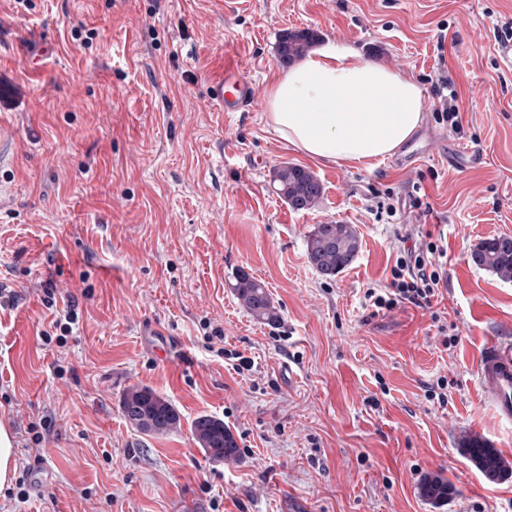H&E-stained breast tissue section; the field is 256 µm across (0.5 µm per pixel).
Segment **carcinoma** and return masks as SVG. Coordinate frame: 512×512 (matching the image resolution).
I'll return each mask as SVG.
<instances>
[{
  "instance_id": "carcinoma-1",
  "label": "carcinoma",
  "mask_w": 512,
  "mask_h": 512,
  "mask_svg": "<svg viewBox=\"0 0 512 512\" xmlns=\"http://www.w3.org/2000/svg\"><path fill=\"white\" fill-rule=\"evenodd\" d=\"M311 44V34L307 31L288 34L278 48L281 65L295 64ZM273 187L291 209L299 212L315 207L322 195V184L317 176L293 163H284L274 170ZM359 248L357 232L349 224H317L307 244L310 263L321 277L330 280L353 261ZM468 259L475 267L511 282L512 236L482 240L470 250ZM233 291L256 321L266 324L278 321V310L263 282L241 275L233 285ZM121 409L131 428L143 434L161 435L181 425L180 415L173 404L148 387L129 388L123 396ZM191 431L210 460L222 463L238 458V444L223 420L202 414L193 421ZM466 453L486 477L495 479L507 474L502 459L482 438H470ZM450 491L451 485L442 479L427 480L420 487L422 497L434 504L448 500Z\"/></svg>"
}]
</instances>
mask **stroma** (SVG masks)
<instances>
[{"instance_id":"1","label":"stroma","mask_w":512,"mask_h":512,"mask_svg":"<svg viewBox=\"0 0 512 512\" xmlns=\"http://www.w3.org/2000/svg\"><path fill=\"white\" fill-rule=\"evenodd\" d=\"M510 21L512 0H0V424L24 489L1 490L0 512H512V477L488 481L461 448L477 435L512 463V421L478 381L484 345L512 344V282L468 261L512 235V49L494 36ZM298 29L412 78L436 151L366 169L274 133L264 95ZM228 63L256 84L252 111L214 101ZM443 77L459 133L436 119ZM285 162L322 182L314 209L274 192ZM331 222L361 248L326 280L307 239ZM404 236L439 241L448 283L431 306L376 310L366 292L390 282ZM243 274L277 324L237 299ZM49 288L78 304L60 344L42 339ZM133 386L180 428L133 430ZM202 414L231 428L238 462L197 446ZM437 474L453 488L439 506L419 494ZM233 291L256 321L266 324L278 321V310L262 281L241 275L233 285Z\"/></svg>"}]
</instances>
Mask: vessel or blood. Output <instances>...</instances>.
I'll return each instance as SVG.
<instances>
[{
  "mask_svg": "<svg viewBox=\"0 0 512 512\" xmlns=\"http://www.w3.org/2000/svg\"><path fill=\"white\" fill-rule=\"evenodd\" d=\"M255 83L239 71L225 73L214 87L215 101L228 112H246L258 99ZM479 382L499 417L512 419V345L489 342L480 358Z\"/></svg>",
  "mask_w": 512,
  "mask_h": 512,
  "instance_id": "vessel-or-blood-1",
  "label": "vessel or blood"
}]
</instances>
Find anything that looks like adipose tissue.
<instances>
[{"label": "adipose tissue", "mask_w": 512, "mask_h": 512, "mask_svg": "<svg viewBox=\"0 0 512 512\" xmlns=\"http://www.w3.org/2000/svg\"><path fill=\"white\" fill-rule=\"evenodd\" d=\"M266 101L280 138L311 158L360 167L395 153L422 122L411 78L334 44L277 78Z\"/></svg>", "instance_id": "ef3b65f1"}]
</instances>
